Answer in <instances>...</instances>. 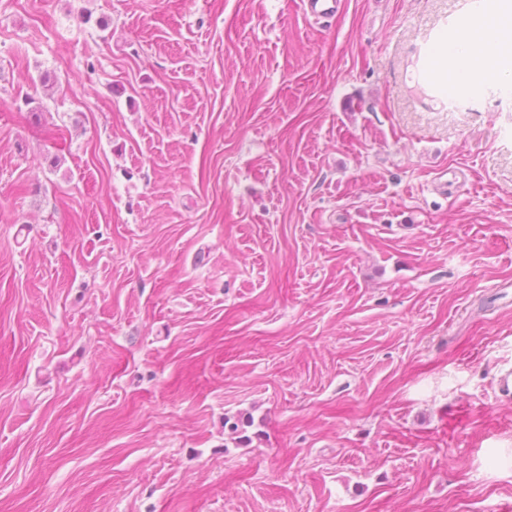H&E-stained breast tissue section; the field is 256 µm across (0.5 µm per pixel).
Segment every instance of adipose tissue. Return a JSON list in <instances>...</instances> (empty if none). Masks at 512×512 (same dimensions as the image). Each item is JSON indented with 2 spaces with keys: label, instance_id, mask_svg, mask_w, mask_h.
<instances>
[{
  "label": "adipose tissue",
  "instance_id": "obj_1",
  "mask_svg": "<svg viewBox=\"0 0 512 512\" xmlns=\"http://www.w3.org/2000/svg\"><path fill=\"white\" fill-rule=\"evenodd\" d=\"M439 56L448 61L453 80L483 75L512 79V40L499 39L496 31L470 14L463 17L460 40L441 46Z\"/></svg>",
  "mask_w": 512,
  "mask_h": 512
}]
</instances>
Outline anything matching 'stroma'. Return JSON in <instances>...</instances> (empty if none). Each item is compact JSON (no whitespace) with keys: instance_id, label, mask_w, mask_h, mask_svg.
<instances>
[{"instance_id":"1","label":"stroma","mask_w":512,"mask_h":512,"mask_svg":"<svg viewBox=\"0 0 512 512\" xmlns=\"http://www.w3.org/2000/svg\"><path fill=\"white\" fill-rule=\"evenodd\" d=\"M477 8L0 0V512H512ZM461 39L451 47L444 43L439 48L440 59L449 63V81L442 79L444 64L434 75L444 86L455 79L474 76L494 75L501 80L511 81L512 78V40L502 41L495 30L476 19L475 15L466 13L461 24Z\"/></svg>"}]
</instances>
